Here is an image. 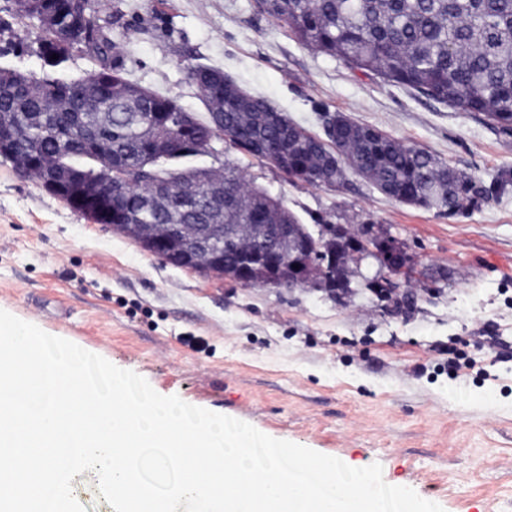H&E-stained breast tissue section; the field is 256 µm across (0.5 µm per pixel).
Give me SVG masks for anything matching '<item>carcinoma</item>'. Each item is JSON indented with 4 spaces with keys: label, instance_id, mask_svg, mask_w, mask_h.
Here are the masks:
<instances>
[{
    "label": "carcinoma",
    "instance_id": "carcinoma-1",
    "mask_svg": "<svg viewBox=\"0 0 512 512\" xmlns=\"http://www.w3.org/2000/svg\"><path fill=\"white\" fill-rule=\"evenodd\" d=\"M259 7L304 45L350 66L416 90L463 112H479L501 128L512 129V0H258ZM57 15L60 35L75 41L68 0H38ZM97 39L98 67L84 77L70 74L71 55L55 39L41 35L38 73L0 79V156L27 162L29 176L45 178L66 163L92 178L112 169V179L130 182L115 209L142 215L145 224H205V202L180 195L185 178L206 176L204 145L215 128L212 113L224 112V136L242 152L263 160L292 183L334 187L343 165L366 175L382 193L407 205L458 215L474 202L472 180L437 157L382 131L348 119L335 138L322 139L281 115L263 97L242 87L224 86V71L189 67L207 112L188 130L175 114L185 108L172 96L130 82L112 38L115 20ZM94 95L100 107L86 105ZM155 115L168 128L174 149L145 160L152 129L141 119ZM100 138L112 160L90 157ZM299 219L265 190L253 186L233 165L224 166V270L260 243L255 224H297ZM349 244L336 239L323 246L335 258L336 286L350 284Z\"/></svg>",
    "mask_w": 512,
    "mask_h": 512
}]
</instances>
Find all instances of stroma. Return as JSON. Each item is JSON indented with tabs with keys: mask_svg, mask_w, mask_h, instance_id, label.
<instances>
[{
	"mask_svg": "<svg viewBox=\"0 0 512 512\" xmlns=\"http://www.w3.org/2000/svg\"><path fill=\"white\" fill-rule=\"evenodd\" d=\"M127 77L204 115L189 65L224 70L323 136L341 113L424 149L482 193L448 216L346 171L330 188L219 142L302 224H371L402 242L412 310L358 288L244 286L163 264L0 157V309L134 371L164 396L271 437L380 463L444 512H512V131L301 44L256 0H93ZM483 370L452 376L448 351Z\"/></svg>",
	"mask_w": 512,
	"mask_h": 512,
	"instance_id": "35a3bbf8",
	"label": "stroma"
}]
</instances>
